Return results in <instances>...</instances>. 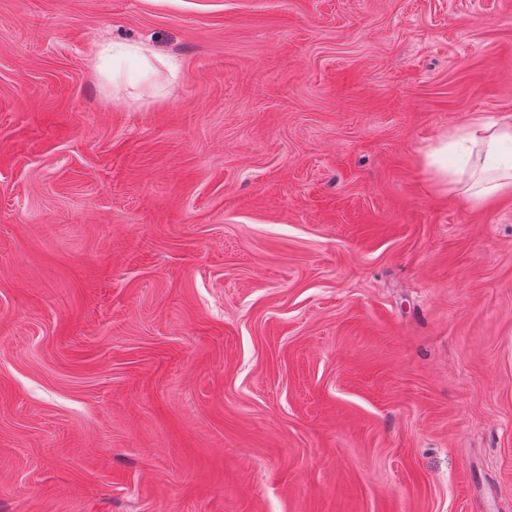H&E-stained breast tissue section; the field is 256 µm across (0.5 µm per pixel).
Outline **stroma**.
<instances>
[{
  "instance_id": "stroma-1",
  "label": "stroma",
  "mask_w": 512,
  "mask_h": 512,
  "mask_svg": "<svg viewBox=\"0 0 512 512\" xmlns=\"http://www.w3.org/2000/svg\"><path fill=\"white\" fill-rule=\"evenodd\" d=\"M507 113L512 0H0V512H512ZM448 153L457 159L450 167ZM424 163L440 188L465 187L472 205L512 194V114L494 122L473 117L432 145Z\"/></svg>"
}]
</instances>
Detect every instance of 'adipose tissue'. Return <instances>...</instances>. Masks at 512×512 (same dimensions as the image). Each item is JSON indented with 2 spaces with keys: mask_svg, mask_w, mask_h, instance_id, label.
I'll return each instance as SVG.
<instances>
[{
  "mask_svg": "<svg viewBox=\"0 0 512 512\" xmlns=\"http://www.w3.org/2000/svg\"><path fill=\"white\" fill-rule=\"evenodd\" d=\"M424 163L437 186L465 188L471 204L512 194V114L494 122L473 117L432 145Z\"/></svg>",
  "mask_w": 512,
  "mask_h": 512,
  "instance_id": "adipose-tissue-1",
  "label": "adipose tissue"
}]
</instances>
